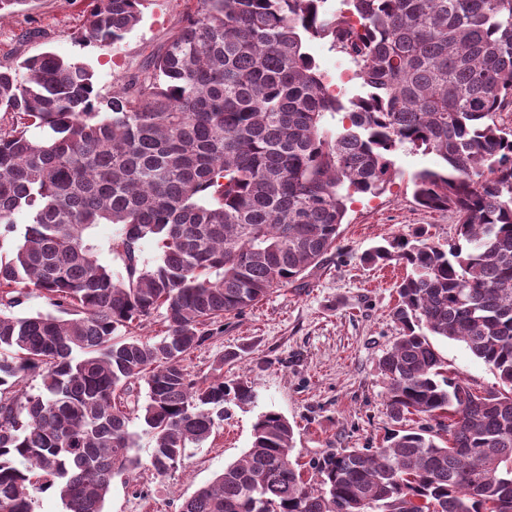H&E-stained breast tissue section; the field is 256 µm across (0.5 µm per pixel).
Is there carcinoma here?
<instances>
[{
	"label": "carcinoma",
	"instance_id": "1",
	"mask_svg": "<svg viewBox=\"0 0 512 512\" xmlns=\"http://www.w3.org/2000/svg\"><path fill=\"white\" fill-rule=\"evenodd\" d=\"M82 40L122 41L143 0H85ZM164 48L105 99L87 66L46 51L0 69V240L25 211L23 242L0 258V306L33 288L57 314L0 312V512H34L50 491L65 512H105L113 477L175 468L255 398L244 378L197 381L185 361L224 316L296 282L333 248L355 194L390 181L403 147L436 155L414 174L417 203L455 214L444 249L419 234L366 260L405 268L399 336L378 368L398 428L372 453L345 448L292 462L294 429L260 415L243 455L179 512H512V0H196ZM358 65L365 94L330 91L310 39ZM344 124L324 128L327 114ZM45 128L41 140L31 126ZM118 224L99 263L87 231ZM158 242L152 263L140 244ZM164 309L166 336L117 337ZM460 341L498 376L479 391L430 342ZM38 392L16 393L25 376Z\"/></svg>",
	"mask_w": 512,
	"mask_h": 512
}]
</instances>
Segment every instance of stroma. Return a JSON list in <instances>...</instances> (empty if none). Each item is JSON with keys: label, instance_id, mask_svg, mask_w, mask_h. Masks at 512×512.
<instances>
[{"label": "stroma", "instance_id": "1", "mask_svg": "<svg viewBox=\"0 0 512 512\" xmlns=\"http://www.w3.org/2000/svg\"><path fill=\"white\" fill-rule=\"evenodd\" d=\"M185 10L186 0H144L141 22L121 42L100 46L78 39L87 23L84 0H30L26 9L0 20V64L22 51H51L87 64L96 88L108 97L175 32ZM306 50L342 99L361 94L359 79L348 76L355 68L350 58L324 40L309 41ZM391 159V182L381 194L354 196L335 247L316 267L242 315L225 318L223 331L187 358L188 371L202 379L220 356L238 353L224 375L246 377L254 401L230 406L216 434L187 448L167 473L143 468L131 479L114 477L105 512H179L185 498L250 448L254 422L270 410L293 426V458L304 469L331 449L383 446L395 424L378 361L399 333L393 310L405 270L393 260L366 263L363 255L421 229L444 246L457 231L453 213L422 208L413 198V175L438 167L439 158L403 148ZM432 343L461 379L481 389L496 386V376L463 343L439 336Z\"/></svg>", "mask_w": 512, "mask_h": 512}]
</instances>
